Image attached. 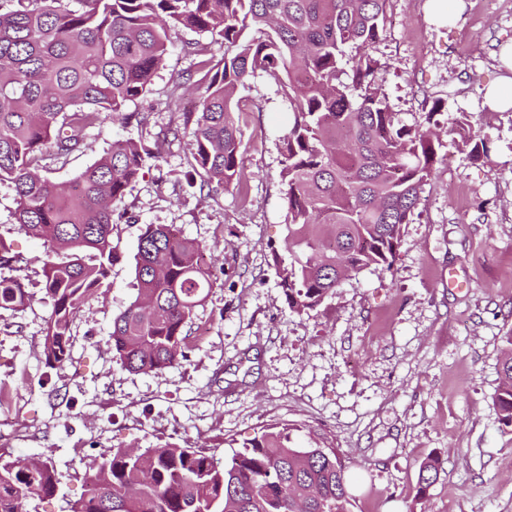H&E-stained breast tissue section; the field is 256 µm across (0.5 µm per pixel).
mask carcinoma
I'll list each match as a JSON object with an SVG mask.
<instances>
[{
  "label": "carcinoma",
  "mask_w": 512,
  "mask_h": 512,
  "mask_svg": "<svg viewBox=\"0 0 512 512\" xmlns=\"http://www.w3.org/2000/svg\"><path fill=\"white\" fill-rule=\"evenodd\" d=\"M0 11V183L15 192L17 231L40 241L49 367L70 353L82 305L107 285L119 253L116 208L163 145L192 127L188 150L201 186L242 188L243 140L234 109L259 75L288 101L282 185L288 209V259L276 257L288 307L308 314L342 281L372 265L392 266L436 163L434 103L426 124L400 123L378 83L384 65L371 49L384 33L388 0H8ZM77 6H72V3ZM207 32L224 45L187 43L196 56L198 105L183 125L150 144L117 140L73 183L43 171L87 147L102 114L127 126L145 97L174 31ZM462 146L487 152L459 120ZM201 248L171 225L148 224L135 255L137 295L112 319L110 343L122 366L161 374L185 357L195 309L216 281ZM31 296L21 279L0 278V311L18 312ZM494 397L512 429V331L503 337ZM0 457V512H29L33 497L59 490L49 457ZM439 460L424 461L417 495L437 481ZM347 466L335 449L296 446L290 430L264 428L219 462L204 451L164 444L118 448L85 478L71 512H349Z\"/></svg>",
  "instance_id": "1"
}]
</instances>
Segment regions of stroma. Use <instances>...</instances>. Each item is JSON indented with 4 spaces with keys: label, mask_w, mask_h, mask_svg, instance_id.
Returning <instances> with one entry per match:
<instances>
[{
    "label": "stroma",
    "mask_w": 512,
    "mask_h": 512,
    "mask_svg": "<svg viewBox=\"0 0 512 512\" xmlns=\"http://www.w3.org/2000/svg\"><path fill=\"white\" fill-rule=\"evenodd\" d=\"M387 16L372 49L388 65L382 88L404 125L424 124L441 101L437 162L393 267L343 280L317 310L293 312L276 274L287 234L288 103L271 78L240 94L246 198L190 183L185 143L147 164L112 228L121 258L109 288L81 307L69 357L54 370L42 353L50 308L41 246L16 232L14 192L0 184V235L20 256L0 277L22 276L32 295L23 311L0 315V455L51 453L60 481L29 512H70L107 450L174 443L220 459L271 424L336 449L354 476L349 512H512V431L494 404L502 338L512 331V111L485 103L500 47L512 41V0H459L444 23L431 19L429 0H388ZM188 42L223 53L210 34L178 32L151 93L128 106L146 124L102 118L87 148L48 177L72 181L113 140L150 141L180 123L191 103L172 101L169 89L194 69ZM462 117L488 155L463 147ZM148 224L177 227L224 266L188 326L186 358L158 376L124 369L109 345L113 317L136 294ZM433 455L442 468L420 499L419 467Z\"/></svg>",
    "instance_id": "1"
}]
</instances>
